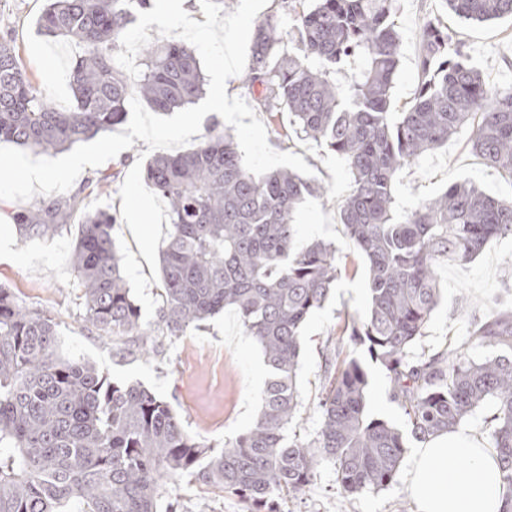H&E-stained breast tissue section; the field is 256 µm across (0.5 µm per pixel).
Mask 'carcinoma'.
Wrapping results in <instances>:
<instances>
[{"mask_svg": "<svg viewBox=\"0 0 512 512\" xmlns=\"http://www.w3.org/2000/svg\"><path fill=\"white\" fill-rule=\"evenodd\" d=\"M465 20L512 18V0H441ZM287 49L279 19L254 31L241 80L261 91L256 108L273 131L311 140L341 157L349 193L340 208L345 235L365 264L370 307L338 327L325 358L316 435H289L302 400L296 386L301 331L341 274L336 245L301 242L295 215L321 186L288 170L248 172L231 134L215 126L197 146L158 155L143 168L147 189L167 202L160 254L158 333L169 338L231 309L262 349L270 376L255 424L224 450L190 436L171 403L137 381L117 383L85 360L59 353L54 317L22 306L0 287V512H189L168 495L185 480L232 491L277 512L271 495L303 494L330 463L342 490L384 489L406 452L394 424L369 416V377L344 337L364 343L387 371L393 399L420 442L462 426L477 408L488 420L512 495V309L491 313L462 342L412 362V347L440 300L438 268L467 264L494 238L512 236V198L453 183L413 209H397L396 178L421 155L468 127L481 162L512 182V87L491 90L441 19L421 33L418 83L392 111L401 55L392 0H297ZM150 0H46L40 34L76 47L75 105L56 108L33 83L16 41L0 40V142L59 152L125 123L130 91L156 112L185 109L202 96L193 50L176 40L144 49L138 80L116 64L120 37ZM346 65L350 83L336 84ZM288 113V124L277 115ZM85 189L18 208L25 238L52 236L82 211ZM117 215L83 211L68 262L85 320L102 336H136L148 352L120 269ZM502 353L482 362L473 344Z\"/></svg>", "mask_w": 512, "mask_h": 512, "instance_id": "1", "label": "carcinoma"}]
</instances>
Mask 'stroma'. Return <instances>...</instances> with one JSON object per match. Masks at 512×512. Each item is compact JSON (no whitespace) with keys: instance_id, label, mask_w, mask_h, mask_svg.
Masks as SVG:
<instances>
[{"instance_id":"obj_1","label":"stroma","mask_w":512,"mask_h":512,"mask_svg":"<svg viewBox=\"0 0 512 512\" xmlns=\"http://www.w3.org/2000/svg\"><path fill=\"white\" fill-rule=\"evenodd\" d=\"M45 0H0V34L14 37L19 54L33 81L48 93L59 109L73 107L68 85L74 45L38 33L36 19ZM440 0H394L393 18L401 36V56L394 78L393 106L401 108L414 93L418 79L419 36L424 22L440 13ZM469 63L481 72L491 89L512 85V20L467 22L448 16ZM470 130H462L432 152L423 154L399 175L396 197L408 209L422 198L441 193L449 184L471 182L486 194L512 196V182L484 166L470 148ZM278 152H292L312 167L311 179L323 189L322 196L308 199L296 215L299 238L334 242L348 271L336 289L307 321L298 376L302 407L293 426L300 438L319 427L317 403L324 383V354L336 339V330L351 314L366 315L369 294L363 262L344 233L338 207L348 193L343 160L315 142L300 138L286 141L269 137ZM142 140L95 168H85L73 187L81 189L101 175H109L106 191L88 197L90 208L117 213L122 199L119 189L139 155L146 151ZM16 202L0 200V287L9 289L27 309L50 313L57 322L64 352L90 360L115 382L138 381L169 401L189 435L223 450L254 422L269 376L260 347L246 336L234 311L215 316L200 329L177 338H161L150 356L129 353L125 336H101L85 321L80 305L76 274L67 257L78 226L70 224L51 237L22 239L11 217ZM441 298L423 337L412 348V359H423L448 341L468 337L494 303L512 306V236L491 241L466 265L451 263L438 271ZM354 355L368 373L367 411L398 427L407 422L391 398L386 372L372 359L366 345ZM172 498L195 505V512H257L250 500L227 492L215 496L184 481L170 484ZM280 512H415L403 477L386 489L344 494L332 464H323L310 488L296 497L279 496Z\"/></svg>"}]
</instances>
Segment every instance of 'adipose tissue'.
I'll use <instances>...</instances> for the list:
<instances>
[{"mask_svg": "<svg viewBox=\"0 0 512 512\" xmlns=\"http://www.w3.org/2000/svg\"><path fill=\"white\" fill-rule=\"evenodd\" d=\"M456 467H449V460ZM406 486L416 512H507L494 449L462 427L418 444L409 454Z\"/></svg>", "mask_w": 512, "mask_h": 512, "instance_id": "1", "label": "adipose tissue"}]
</instances>
